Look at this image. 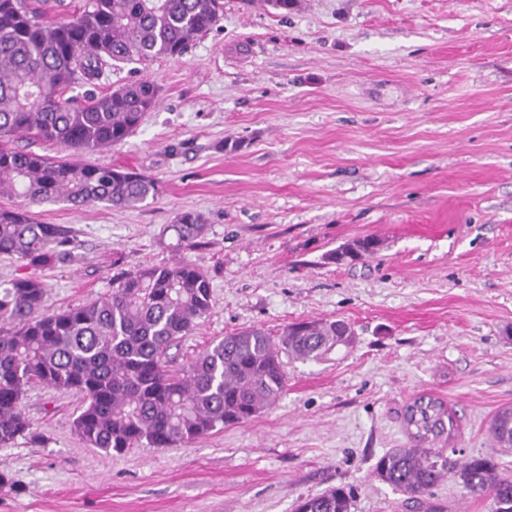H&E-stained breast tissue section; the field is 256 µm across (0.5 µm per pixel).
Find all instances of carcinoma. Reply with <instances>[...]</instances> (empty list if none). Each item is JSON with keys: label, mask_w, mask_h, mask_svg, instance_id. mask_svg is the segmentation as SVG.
Segmentation results:
<instances>
[{"label": "carcinoma", "mask_w": 512, "mask_h": 512, "mask_svg": "<svg viewBox=\"0 0 512 512\" xmlns=\"http://www.w3.org/2000/svg\"><path fill=\"white\" fill-rule=\"evenodd\" d=\"M222 13V0H86L80 14L66 19L65 0H0V194L19 200L0 208L1 255L32 266L58 258L69 230L36 222L31 204L127 208L155 196V181L143 173L60 161L11 142L32 133L79 154L124 142L158 105L156 85L134 82L83 102L65 92L93 83L111 62L184 56ZM172 230L173 249L194 248L202 217L182 212ZM378 246L374 238L359 239L331 260H356ZM210 288L207 273L175 261L121 272L104 298L50 311L42 280L0 282V445L31 434L21 399L32 383L83 397L73 428L91 448L110 454L186 444L275 404L286 386L281 351L314 359L350 340L340 320L291 324L277 344L253 327L208 347L188 368L171 370L166 352L208 315ZM405 419L429 447L384 454L374 470L379 480L419 500L453 475L468 494L489 498L491 512H512V480L497 474L491 458L452 463L435 447L454 427L442 402L420 397ZM491 429L501 447H512V407L496 414ZM297 512H350V498L331 488L301 500Z\"/></svg>", "instance_id": "carcinoma-1"}]
</instances>
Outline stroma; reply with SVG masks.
<instances>
[{"mask_svg":"<svg viewBox=\"0 0 512 512\" xmlns=\"http://www.w3.org/2000/svg\"><path fill=\"white\" fill-rule=\"evenodd\" d=\"M149 81L159 103L123 143L83 162L142 172L132 208L31 206L71 238L32 267L0 256V282L32 276L59 310L95 302L122 270L184 260L204 270L212 310L167 352L180 369L229 334L341 319L350 343L283 355L287 387L250 420L174 448L87 447L73 392L31 384L35 434L0 446V512H296L331 487L350 512H491L445 477L419 508L376 461L415 440L420 396L456 421L451 459L512 448L489 423L512 406V0H224L182 58L105 66L81 100ZM201 215L203 242L167 230ZM373 237L376 252L330 253ZM171 228L176 236V243L173 245V249L176 251L184 248L191 249L201 243L204 224L198 213L193 211L180 213Z\"/></svg>","mask_w":512,"mask_h":512,"instance_id":"1","label":"stroma"}]
</instances>
